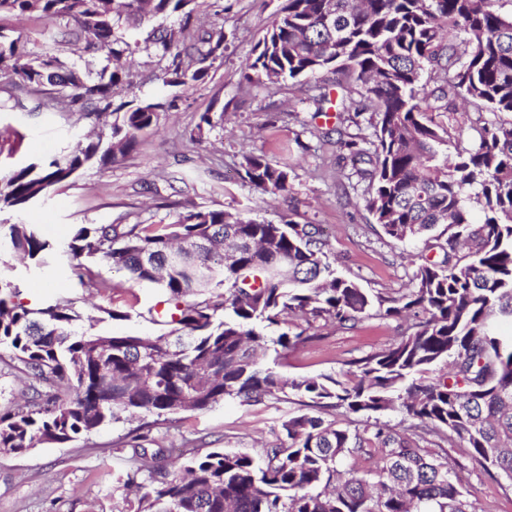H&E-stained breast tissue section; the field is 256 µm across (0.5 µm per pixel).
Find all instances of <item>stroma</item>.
<instances>
[{
  "mask_svg": "<svg viewBox=\"0 0 512 512\" xmlns=\"http://www.w3.org/2000/svg\"><path fill=\"white\" fill-rule=\"evenodd\" d=\"M224 55L209 62L202 83L179 88L162 84L164 59L154 50L135 53L115 101L133 96L174 100L160 113L157 130L140 136L135 149L118 162L79 171L65 187L18 213L0 220L37 225L50 242L68 238L77 224H156L171 221L183 206L246 211L254 218L281 224L292 221L321 226L339 274L356 278L372 293L410 287L419 261L416 247L389 238L363 202L366 186L336 162V149L321 145L319 131L340 128L371 137L372 111L353 117L335 103L316 108L310 79L276 85L243 80L245 62L283 0H220ZM40 93L19 86L0 94V170L16 169L63 148L88 134L87 120L60 112L36 111ZM223 113L220 124L200 128L203 113ZM287 159L290 191L271 197L244 177L245 155ZM0 273L19 287V300L40 308L58 299L75 300L82 312L92 307L128 312L125 321L104 319L94 330L103 335L156 336L163 326L147 311L162 300L160 289L137 286L102 293L81 285L67 262L34 268L15 255L0 260ZM398 320L370 316L350 330L308 325L312 342L283 356L267 352L289 377L337 373L347 362L391 345ZM297 406L290 401L262 404L229 399L202 412L148 416L149 437L163 446L189 443L229 448L259 456L266 446L285 441L281 424ZM131 426L108 425L80 440L41 445L28 452H0V512H125L126 491L119 478L128 468L122 443ZM462 476L470 512H512V482L476 464Z\"/></svg>",
  "mask_w": 512,
  "mask_h": 512,
  "instance_id": "1",
  "label": "stroma"
}]
</instances>
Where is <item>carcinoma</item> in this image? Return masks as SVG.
Masks as SVG:
<instances>
[{"instance_id": "obj_1", "label": "carcinoma", "mask_w": 512, "mask_h": 512, "mask_svg": "<svg viewBox=\"0 0 512 512\" xmlns=\"http://www.w3.org/2000/svg\"><path fill=\"white\" fill-rule=\"evenodd\" d=\"M496 0H284L252 50L248 82L272 84L334 73L361 85L338 106L378 117L372 139L337 143L350 150L352 175L366 183L365 208L385 234L442 252L425 259L412 287L369 294L336 275L327 242L312 224H273L243 212L189 210L167 224H78L53 247L33 224H0V247L46 267L65 256L80 280L100 291L154 285L166 309L158 336H102L77 325L74 303L32 309L0 277V365L22 375L25 399L0 408V449L26 452L65 444L117 422H140L123 443L135 489L125 512H469L462 463L432 452L436 440L512 482V119L484 124L467 148L427 112L459 98L477 111L512 115V16ZM206 0H0V17L35 16L45 39L29 50L0 28V90L49 85L44 105L79 112L100 131L49 159L0 171V211H21L67 185L89 165L126 156L157 128L162 98L114 103L120 62L140 48L117 35L153 21L155 51L172 56L165 87L205 78L224 31L195 33ZM65 20L55 32L50 24ZM102 55L95 76L61 56L60 39ZM433 86L422 83L425 71ZM245 178L257 189L288 192V163L249 154ZM484 221L470 220L473 206ZM288 255V267L276 263ZM127 274L104 279L100 267ZM376 313L407 319L388 348L338 374L289 377L260 351L286 352L317 338L264 329L288 318L353 329ZM88 322L97 318L89 316ZM440 364L451 369L429 377ZM298 398L282 424L288 444L263 458L212 448L173 470L163 447L146 448L147 415L205 411L226 399L249 403ZM343 408L369 417L395 411L408 426L338 428L322 414ZM379 456L364 472L340 470L348 458Z\"/></svg>"}]
</instances>
